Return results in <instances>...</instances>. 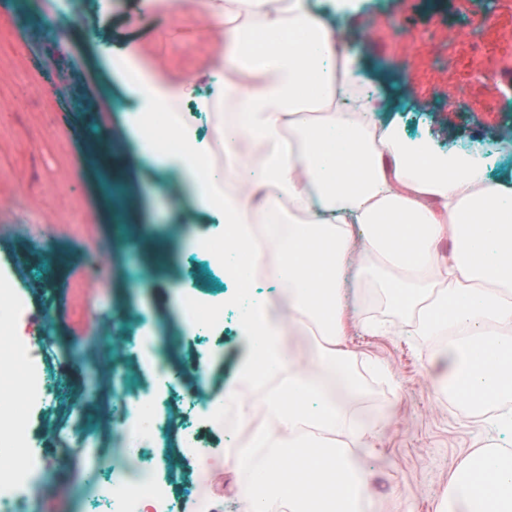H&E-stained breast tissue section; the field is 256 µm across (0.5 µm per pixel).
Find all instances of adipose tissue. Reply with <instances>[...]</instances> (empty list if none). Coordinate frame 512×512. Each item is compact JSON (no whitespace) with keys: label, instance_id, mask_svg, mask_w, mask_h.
Segmentation results:
<instances>
[{"label":"adipose tissue","instance_id":"1","mask_svg":"<svg viewBox=\"0 0 512 512\" xmlns=\"http://www.w3.org/2000/svg\"><path fill=\"white\" fill-rule=\"evenodd\" d=\"M339 23L321 0H207L204 30L232 47L217 57L223 82L198 101L215 121V142L183 116L154 127L187 94L184 84L146 76L138 106L123 115L131 133L150 127L177 141L188 187L180 203L223 216L226 274L239 253L257 268L265 246L277 253L276 294L254 296L248 277L231 298L250 341L237 380L274 382L255 406L224 395L241 423L257 407L265 418L231 453L238 471L264 468L261 484L239 486L247 512L373 508L361 460L384 421L343 401L364 389L344 345L348 275L361 300L382 304L363 318L365 331L403 321L423 336L435 394L473 411L512 398V183L489 178L469 153L438 152L383 121V96L359 92L361 53L340 39ZM495 426L499 441L459 459L437 512H512V448L503 445L512 413ZM257 448L267 451L259 465Z\"/></svg>","mask_w":512,"mask_h":512}]
</instances>
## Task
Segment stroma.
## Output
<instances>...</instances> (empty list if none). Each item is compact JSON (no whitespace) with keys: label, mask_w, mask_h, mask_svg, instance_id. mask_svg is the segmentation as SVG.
I'll return each mask as SVG.
<instances>
[{"label":"stroma","mask_w":512,"mask_h":512,"mask_svg":"<svg viewBox=\"0 0 512 512\" xmlns=\"http://www.w3.org/2000/svg\"><path fill=\"white\" fill-rule=\"evenodd\" d=\"M91 23L112 46L102 56L84 27L70 28V45L32 38L55 0H0V281L11 290L20 316L17 343L28 348L37 379L49 396L27 405L34 424L31 448L50 447L46 485L27 491L22 512H102L99 489L115 478L121 426L110 415L117 403L147 394L156 404L157 438L132 457L129 479L160 483L171 512H245L237 495L240 477L228 449L249 431L224 408V432L213 434L191 412L185 395L223 399L249 351L241 316L227 305L231 281L199 250L200 238L221 237V218L197 223L171 206L172 172L141 153L138 140L111 131L132 107L122 67L128 49L143 51L166 78L193 84L194 99L217 81L208 75L217 39H202L198 5L174 6L169 16L142 11L140 0H84ZM413 15L415 25L395 36L390 23ZM380 25L365 36L369 18ZM462 32L448 41L449 31ZM343 38L362 49L361 75L386 96L413 138L442 151H479L493 179L512 180V81H499L512 59V7L506 0H348ZM467 103L481 116L474 124L454 110ZM147 226L167 269L152 288L134 284L150 274L127 242ZM191 284L202 306H223L224 318L197 330L182 320L172 287ZM174 350L175 378L162 387L146 348L129 345L144 335ZM422 339L406 326L385 333L361 328L353 316L345 346L386 368L392 383L371 380L352 405L387 423L363 464L371 475L376 512H435L461 454L495 438L493 411L467 408L435 396L419 359ZM206 371L198 386L195 369ZM193 434L209 455L204 464L180 451ZM62 493H54V486Z\"/></svg>","instance_id":"obj_1"}]
</instances>
